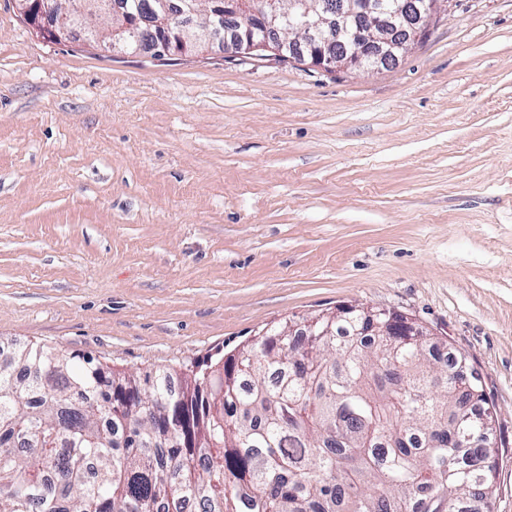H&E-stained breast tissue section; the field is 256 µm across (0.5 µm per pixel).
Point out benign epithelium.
Here are the masks:
<instances>
[{
	"label": "benign epithelium",
	"mask_w": 512,
	"mask_h": 512,
	"mask_svg": "<svg viewBox=\"0 0 512 512\" xmlns=\"http://www.w3.org/2000/svg\"><path fill=\"white\" fill-rule=\"evenodd\" d=\"M441 0H323L321 8L310 0H289L288 9H280L279 0H224V11H213L199 28L186 21L198 12L200 0H160L161 11L154 13L155 31L145 34L140 20L125 18L102 38L93 26L87 37L100 49L149 50L156 55H186L200 48L222 45L236 55L263 48L278 56L296 57L325 71L337 69L378 70L397 60L430 25ZM19 9L29 26L51 41L68 38L79 15L60 6V0H18ZM248 15L236 29L221 32L225 16ZM387 320L380 322L378 314ZM358 317L367 333L379 331L386 336H418L421 328L401 314L346 306L336 318Z\"/></svg>",
	"instance_id": "7a95c632"
}]
</instances>
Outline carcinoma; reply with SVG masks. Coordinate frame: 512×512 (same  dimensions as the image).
I'll list each match as a JSON object with an SVG mask.
<instances>
[{
  "instance_id": "carcinoma-1",
  "label": "carcinoma",
  "mask_w": 512,
  "mask_h": 512,
  "mask_svg": "<svg viewBox=\"0 0 512 512\" xmlns=\"http://www.w3.org/2000/svg\"><path fill=\"white\" fill-rule=\"evenodd\" d=\"M360 328L323 316L142 377L1 346L0 512H493L502 449L462 420L495 406L467 357Z\"/></svg>"
}]
</instances>
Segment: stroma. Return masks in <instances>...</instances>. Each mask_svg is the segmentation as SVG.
Wrapping results in <instances>:
<instances>
[{"instance_id":"obj_1","label":"stroma","mask_w":512,"mask_h":512,"mask_svg":"<svg viewBox=\"0 0 512 512\" xmlns=\"http://www.w3.org/2000/svg\"><path fill=\"white\" fill-rule=\"evenodd\" d=\"M348 305L467 356L512 512V0L334 72L52 43L0 0V343L142 375Z\"/></svg>"}]
</instances>
